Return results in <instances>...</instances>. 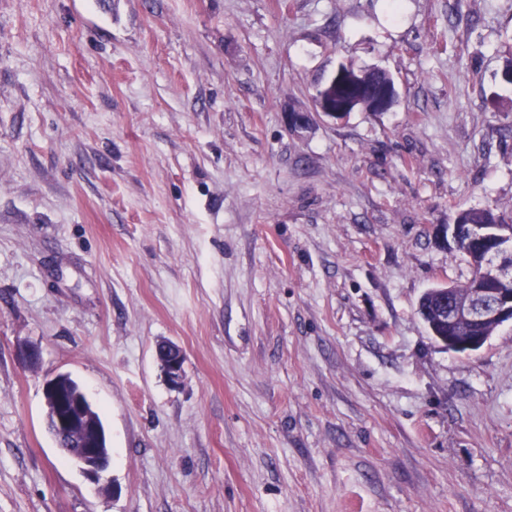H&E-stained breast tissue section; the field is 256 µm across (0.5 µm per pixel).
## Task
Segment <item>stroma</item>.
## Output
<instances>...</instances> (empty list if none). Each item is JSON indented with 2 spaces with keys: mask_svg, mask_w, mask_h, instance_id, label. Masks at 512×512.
<instances>
[{
  "mask_svg": "<svg viewBox=\"0 0 512 512\" xmlns=\"http://www.w3.org/2000/svg\"><path fill=\"white\" fill-rule=\"evenodd\" d=\"M400 2L0 0V512H512V324L417 313L456 211L512 216V0ZM343 64L391 109L289 132ZM184 354L179 347L171 343H159L156 347V358L163 368L171 386L181 384L185 373ZM60 374V373H59ZM59 374L46 379L44 383V398L47 407L53 406L56 411L55 440L59 442L69 438L79 445L70 456L82 464L86 475L92 480H99L107 464L97 460L98 449L93 446L91 436L95 423L86 415L84 406L78 402H69L58 390L56 383Z\"/></svg>",
  "mask_w": 512,
  "mask_h": 512,
  "instance_id": "stroma-1",
  "label": "stroma"
}]
</instances>
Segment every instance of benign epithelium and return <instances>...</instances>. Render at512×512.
<instances>
[{
  "instance_id": "7a95c632",
  "label": "benign epithelium",
  "mask_w": 512,
  "mask_h": 512,
  "mask_svg": "<svg viewBox=\"0 0 512 512\" xmlns=\"http://www.w3.org/2000/svg\"><path fill=\"white\" fill-rule=\"evenodd\" d=\"M316 112L325 117L336 119L338 116L354 111L349 101L336 104L324 96H319L315 105ZM311 114L292 111L288 114V126L293 132L309 128ZM476 246V256L472 258L474 267L479 269L477 281H486L489 288H473L467 299L447 303L448 325L469 323L484 325L489 322L512 321V227L504 224H486L482 228L448 225V238L457 242L463 235ZM439 343L454 352L469 355L480 350L484 341L476 336H450L448 340L437 337ZM156 358L163 368L170 385L181 384L185 373L184 354L179 347L171 343H160L156 347ZM57 376L46 379L44 398L47 406L56 411L55 440L69 438L79 445L71 459L82 464L86 475L92 480L100 479L107 464L97 460V448L93 446L91 436L95 430L94 421L86 415L84 406L78 402L66 400L58 390Z\"/></svg>"
}]
</instances>
